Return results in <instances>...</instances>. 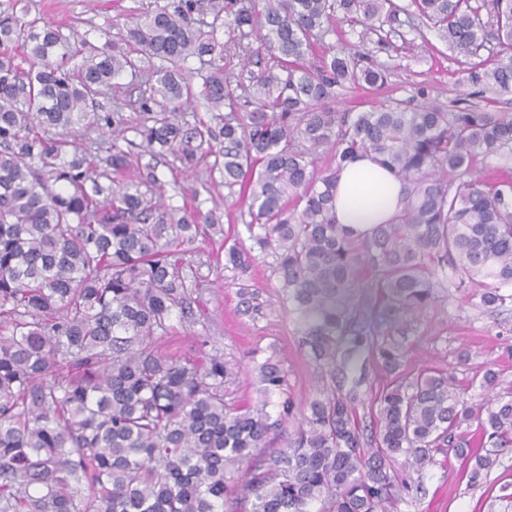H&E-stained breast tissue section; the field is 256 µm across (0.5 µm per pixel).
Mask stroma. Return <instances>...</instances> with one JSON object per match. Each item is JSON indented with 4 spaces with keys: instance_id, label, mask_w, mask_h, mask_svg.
Returning a JSON list of instances; mask_svg holds the SVG:
<instances>
[{
    "instance_id": "35a3bbf8",
    "label": "stroma",
    "mask_w": 512,
    "mask_h": 512,
    "mask_svg": "<svg viewBox=\"0 0 512 512\" xmlns=\"http://www.w3.org/2000/svg\"><path fill=\"white\" fill-rule=\"evenodd\" d=\"M168 0H21L29 16L43 17L59 25L64 34L83 39L81 58L97 53L106 37H119L129 21L147 10L167 4ZM365 53L390 65L391 74L381 90L348 89L339 91L334 106L340 112H360L371 102L392 97L408 100L417 89H424L429 101L448 103L467 99L471 86L463 80L462 65L432 31L406 32L387 42L369 41ZM143 88L130 74L116 78L111 90L102 97L103 114L120 111L126 126L121 147L128 152L131 170L154 166L161 180L164 204L176 215L195 209L215 212L225 233L246 224L249 217L235 197L229 196L221 174H209L212 158H204L193 168L171 154L156 158L145 154L137 129L142 123ZM224 238H198L187 253V260L200 266L203 280L191 295L192 319L173 318L174 350L185 351L198 337H208L209 350L239 364L241 374L238 395L253 396L254 374L248 354L254 349H275L288 372L289 386L296 401L315 398L325 388L339 393L355 390V409L361 428L371 429L373 386L385 376L374 361H367L361 373L364 385L322 374L306 357L295 334L294 324L277 298L276 277L265 262H257L252 283L260 292L264 307L259 315L247 317L239 312L235 289L226 287L229 273L224 268ZM370 275H363L355 290L360 305L358 322L376 336H391L407 351L404 369L410 374L427 370L452 372L468 398L480 401L484 391L479 380L486 369L498 371L503 385H512V308L496 312L476 308L467 288H456L453 280H443L436 303L417 318L397 324L388 322L369 286ZM512 486V453L502 455L487 483L473 488L461 475L458 460L441 461L423 479L424 491L417 497L398 502L390 512H512V504L500 502L501 486Z\"/></svg>"
}]
</instances>
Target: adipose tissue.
<instances>
[{
	"label": "adipose tissue",
	"mask_w": 512,
	"mask_h": 512,
	"mask_svg": "<svg viewBox=\"0 0 512 512\" xmlns=\"http://www.w3.org/2000/svg\"><path fill=\"white\" fill-rule=\"evenodd\" d=\"M403 185L369 156L348 163L336 180V221L362 233L389 222L400 208Z\"/></svg>",
	"instance_id": "adipose-tissue-1"
}]
</instances>
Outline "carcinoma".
Masks as SVG:
<instances>
[{
    "label": "carcinoma",
    "mask_w": 512,
    "mask_h": 512,
    "mask_svg": "<svg viewBox=\"0 0 512 512\" xmlns=\"http://www.w3.org/2000/svg\"><path fill=\"white\" fill-rule=\"evenodd\" d=\"M405 22L464 60L479 101L336 111L337 91L380 88L388 66L354 45L315 66L307 57L342 23L364 44ZM223 24L261 34L255 54L268 60L248 86L214 64ZM80 52L60 27L0 9V512H387L439 455L482 484L512 448V389L488 372L480 386L493 398L472 404L443 372H403L400 345L355 327L354 289L370 271L397 319L432 304L448 269L483 307L512 303V168L493 182L476 175L482 158L512 160V113L491 109L512 94V0H177L66 68ZM134 52L160 65L144 75ZM190 58L207 69L197 93ZM127 69L148 83L146 151L189 166L213 152L224 186L248 202L253 246L224 254L243 313L262 308L249 284L257 249L318 368L367 351L390 376L374 398L376 447L364 448L353 395L297 402L273 354H251V402L233 398L238 370L207 341L188 355L162 350L200 280L188 246L222 225L211 212L175 217L150 165L103 186L129 168L117 144L97 158L44 135L102 121L118 139L121 119L99 115L98 98ZM197 94L229 112L213 126L179 121ZM362 154L399 178L403 199L358 236L336 222L334 192ZM464 424L485 454L469 451Z\"/></svg>",
    "instance_id": "obj_1"
}]
</instances>
